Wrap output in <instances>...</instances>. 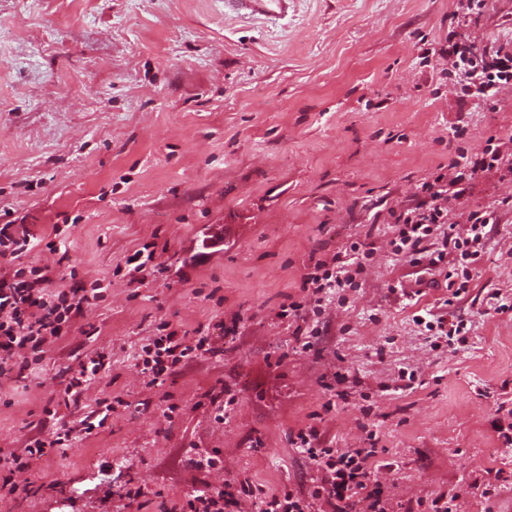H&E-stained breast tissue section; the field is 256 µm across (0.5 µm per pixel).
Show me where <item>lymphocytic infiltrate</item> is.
Wrapping results in <instances>:
<instances>
[{
	"instance_id": "1",
	"label": "lymphocytic infiltrate",
	"mask_w": 512,
	"mask_h": 512,
	"mask_svg": "<svg viewBox=\"0 0 512 512\" xmlns=\"http://www.w3.org/2000/svg\"><path fill=\"white\" fill-rule=\"evenodd\" d=\"M485 0H456L444 41L430 53L448 67V80L460 105L476 101L497 108L505 94L512 93V38L483 40L474 31L483 14ZM493 171L500 181L512 183V146L497 141L487 145L482 156H469L457 148L448 165L417 184L418 202L389 212L395 253H405L412 263L437 269L443 255L430 252L435 235H442L445 250L459 252L466 266H476L482 259V240L487 229L497 223L493 207L464 203L466 186L477 172ZM42 248L45 264L26 269L17 261L34 248ZM64 242L53 238L37 239L22 224H0V378L10 377L18 361L39 362L45 346L56 342L64 329L75 325L85 306L104 297L100 281H91L82 291L67 292L57 288L62 270ZM370 251L351 243L344 253L317 263L305 274L303 288L309 289L316 306L331 303L338 288L350 285L364 270ZM206 338H189L162 323L154 336L142 344L136 359L145 387L162 385L175 367L197 358L206 351ZM113 406L99 402L97 409L83 416L77 424H61L49 433L29 438L25 447L0 448V512H15L21 498L34 486L32 473L37 464L51 460L59 448L82 435L104 427ZM298 448L322 471L315 498L321 499L328 512H353L356 505H366L368 512H392V500L385 495L373 476L375 449L326 448L317 428L300 431ZM239 490L232 485L213 491L194 490L183 500L166 504V512H237Z\"/></svg>"
}]
</instances>
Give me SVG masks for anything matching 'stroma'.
Returning a JSON list of instances; mask_svg holds the SVG:
<instances>
[{
	"mask_svg": "<svg viewBox=\"0 0 512 512\" xmlns=\"http://www.w3.org/2000/svg\"><path fill=\"white\" fill-rule=\"evenodd\" d=\"M454 8L294 0L271 22L224 0H0V224L59 227V287L107 285L85 335L0 379V448L123 400L37 467L16 512H163L229 481L307 497L321 473L295 440L312 425L326 447L376 448L396 512H430L440 492L460 512H512V438L494 427L512 312L488 307L512 303V183L481 172L466 191L500 222L455 299L392 251L386 222L447 164L452 125L473 156L512 135V101L460 112L440 62L420 57ZM355 241L374 253L331 305L306 306L303 347L278 313ZM146 244L159 270L129 287L115 268ZM426 314L463 319L465 343L430 335ZM162 321L211 351L148 388L133 356ZM95 350L108 370L65 406L69 368Z\"/></svg>",
	"mask_w": 512,
	"mask_h": 512,
	"instance_id": "1",
	"label": "stroma"
}]
</instances>
